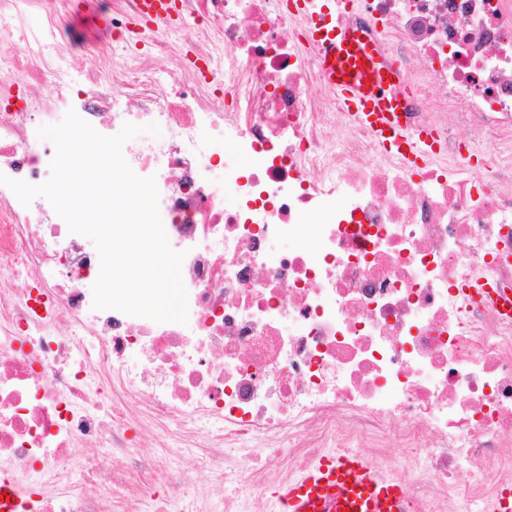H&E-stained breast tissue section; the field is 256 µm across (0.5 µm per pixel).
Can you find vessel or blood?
Wrapping results in <instances>:
<instances>
[{"instance_id": "b4317fda", "label": "vessel or blood", "mask_w": 512, "mask_h": 512, "mask_svg": "<svg viewBox=\"0 0 512 512\" xmlns=\"http://www.w3.org/2000/svg\"><path fill=\"white\" fill-rule=\"evenodd\" d=\"M324 76L352 105L359 123L379 143L419 163L433 137L409 133L400 114L397 71L377 48L364 45L356 31L324 25L318 32ZM278 512H407L396 480L385 476L365 456L351 452L326 457L273 492Z\"/></svg>"}]
</instances>
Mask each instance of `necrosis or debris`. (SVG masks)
I'll return each instance as SVG.
<instances>
[{
  "label": "necrosis or debris",
  "instance_id": "obj_1",
  "mask_svg": "<svg viewBox=\"0 0 512 512\" xmlns=\"http://www.w3.org/2000/svg\"><path fill=\"white\" fill-rule=\"evenodd\" d=\"M74 10L0 0V173L46 181L31 128L71 109L102 134L164 127L123 155L156 179L188 320L94 309L97 251L0 185L12 512H197L190 458L208 512H273L267 479L364 448L388 471L403 454L415 512H488L512 487V312L490 299L512 297V0H174L147 23L113 0L94 64L65 66ZM337 17L399 68L409 129L436 130L419 167L325 81L312 31ZM136 461L173 474L164 493L139 494Z\"/></svg>",
  "mask_w": 512,
  "mask_h": 512
}]
</instances>
